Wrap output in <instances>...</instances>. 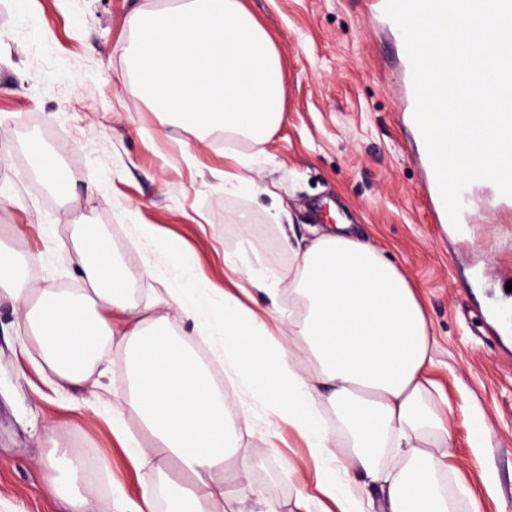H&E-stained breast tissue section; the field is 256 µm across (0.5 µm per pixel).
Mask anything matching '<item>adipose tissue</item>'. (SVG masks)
<instances>
[{
  "label": "adipose tissue",
  "instance_id": "1",
  "mask_svg": "<svg viewBox=\"0 0 512 512\" xmlns=\"http://www.w3.org/2000/svg\"><path fill=\"white\" fill-rule=\"evenodd\" d=\"M128 54L132 90L161 123L221 128L259 144L284 120L276 42L242 0H168L135 10ZM291 254L285 270L224 257L269 298L266 307L212 287L184 252L187 283L168 299L141 302L111 246L88 226L74 256L82 291L51 288L30 298L0 255V295L16 302L18 328L55 389L83 383L103 342L128 357L130 388L124 406L112 409V432L135 465L154 459L144 490H165L172 512H224L230 499L278 512L247 464L224 470L235 451L233 403L193 357L197 337L214 339L239 386L304 439L318 478L313 491L298 493L295 512H318L327 501L338 512H370L344 478L351 471L385 486L387 512H453L441 486L451 410L432 400L435 338L410 281L342 223ZM284 294L292 312L281 307ZM160 305L168 314L154 315ZM174 317L191 322V335L172 331ZM301 354L307 367L297 362ZM127 407L140 418L139 436L123 426ZM327 408L339 432L326 425ZM389 450L401 460L393 473L381 467Z\"/></svg>",
  "mask_w": 512,
  "mask_h": 512
}]
</instances>
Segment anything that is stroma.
I'll list each match as a JSON object with an SVG mask.
<instances>
[{"instance_id": "obj_1", "label": "stroma", "mask_w": 512, "mask_h": 512, "mask_svg": "<svg viewBox=\"0 0 512 512\" xmlns=\"http://www.w3.org/2000/svg\"><path fill=\"white\" fill-rule=\"evenodd\" d=\"M161 3L0 0V248L14 256L25 287L35 294L80 287L70 257L87 224L135 273L132 296L140 300L168 296L186 271L139 241L134 225H156L217 287L229 288L238 277L225 269L224 254L244 240L257 244L265 262L288 266L272 207L306 241L342 217L410 278L425 307L437 340L432 377L453 411L444 482L455 512H512V333L500 338L489 328L498 312L512 309V207H501L494 186L478 180L463 199L464 224L437 223L397 25L366 0H244L280 51L286 118L261 144L232 142L220 131L202 142L193 128L162 126L129 87L130 15ZM34 139L56 154L80 218L26 178ZM228 147L261 157L253 189L225 193ZM92 174L101 183L89 193ZM242 213L249 223H234ZM148 258L161 274L139 279ZM17 317L13 302L1 298L0 501L9 512H73L70 492L49 488V463L65 453L104 459L90 488L96 512H118L116 483L141 503L144 473L102 415L128 387L125 358L104 344L83 385L53 390ZM476 410L494 433L481 453L471 446ZM249 416L247 430L230 420L238 456L266 499L291 512L300 485L314 481V463L287 426L267 438L259 405Z\"/></svg>"}]
</instances>
